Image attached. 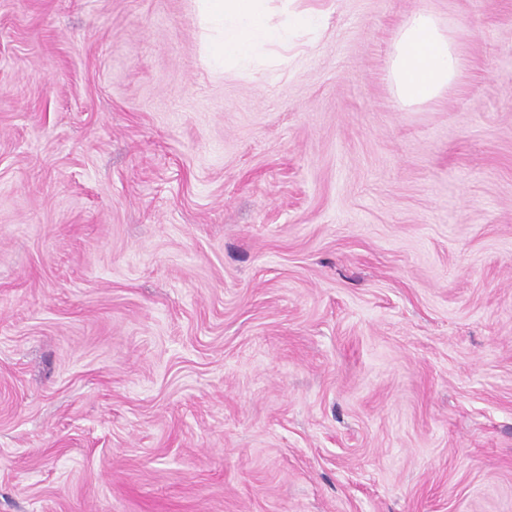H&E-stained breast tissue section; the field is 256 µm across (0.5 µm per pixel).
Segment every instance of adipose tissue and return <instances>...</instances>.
I'll return each instance as SVG.
<instances>
[{"label": "adipose tissue", "instance_id": "ef3b65f1", "mask_svg": "<svg viewBox=\"0 0 512 512\" xmlns=\"http://www.w3.org/2000/svg\"><path fill=\"white\" fill-rule=\"evenodd\" d=\"M202 20L221 26L215 60L234 66L254 60L287 67L286 48L298 35L317 40L324 29L321 11L292 9L291 0H196ZM461 70L457 44L434 16L418 10L400 25L390 55L389 79L401 107L438 98Z\"/></svg>", "mask_w": 512, "mask_h": 512}]
</instances>
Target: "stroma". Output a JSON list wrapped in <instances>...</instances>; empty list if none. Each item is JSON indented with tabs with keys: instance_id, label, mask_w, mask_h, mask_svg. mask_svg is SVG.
<instances>
[{
	"instance_id": "stroma-1",
	"label": "stroma",
	"mask_w": 512,
	"mask_h": 512,
	"mask_svg": "<svg viewBox=\"0 0 512 512\" xmlns=\"http://www.w3.org/2000/svg\"><path fill=\"white\" fill-rule=\"evenodd\" d=\"M302 3L0 0V512H512V0ZM203 21L221 26L223 35L215 47L214 59L230 66L264 61L269 67L288 66L287 54L272 53L274 47L288 49L299 34L317 40L324 29L319 10L297 11L291 0H196ZM457 44L434 16L417 10L400 25L390 55L389 79L398 104L405 108L438 98L461 70Z\"/></svg>"
}]
</instances>
